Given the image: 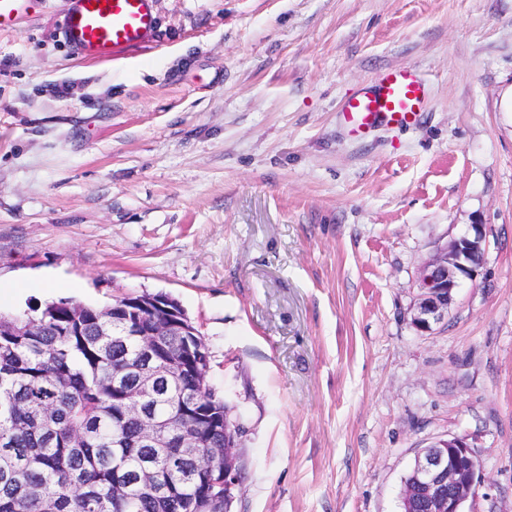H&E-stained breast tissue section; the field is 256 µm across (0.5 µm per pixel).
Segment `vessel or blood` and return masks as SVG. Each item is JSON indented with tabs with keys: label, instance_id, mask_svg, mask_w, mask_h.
I'll use <instances>...</instances> for the list:
<instances>
[{
	"label": "vessel or blood",
	"instance_id": "vessel-or-blood-1",
	"mask_svg": "<svg viewBox=\"0 0 512 512\" xmlns=\"http://www.w3.org/2000/svg\"><path fill=\"white\" fill-rule=\"evenodd\" d=\"M157 28L156 0H66L59 33L78 57L97 61L147 46ZM427 95L414 68H391L348 98L341 115L351 133L361 137L382 121L398 127L413 124Z\"/></svg>",
	"mask_w": 512,
	"mask_h": 512
}]
</instances>
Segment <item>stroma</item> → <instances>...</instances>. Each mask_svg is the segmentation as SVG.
I'll list each match as a JSON object with an SVG mask.
<instances>
[{
	"instance_id": "35a3bbf8",
	"label": "stroma",
	"mask_w": 512,
	"mask_h": 512,
	"mask_svg": "<svg viewBox=\"0 0 512 512\" xmlns=\"http://www.w3.org/2000/svg\"><path fill=\"white\" fill-rule=\"evenodd\" d=\"M65 0L0 32V312L163 294L244 427L232 512H401L468 436L466 512H512V0H157L153 42L77 58ZM420 120L352 136L393 67ZM486 231L432 331L423 265Z\"/></svg>"
}]
</instances>
